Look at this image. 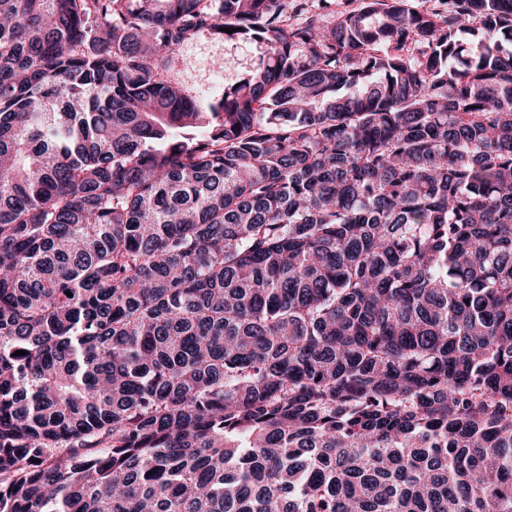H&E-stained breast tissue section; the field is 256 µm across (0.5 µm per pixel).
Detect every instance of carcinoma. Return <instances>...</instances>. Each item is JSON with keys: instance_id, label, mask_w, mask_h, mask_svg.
I'll return each mask as SVG.
<instances>
[{"instance_id": "cac0c4a2", "label": "carcinoma", "mask_w": 512, "mask_h": 512, "mask_svg": "<svg viewBox=\"0 0 512 512\" xmlns=\"http://www.w3.org/2000/svg\"><path fill=\"white\" fill-rule=\"evenodd\" d=\"M442 4L0 0V512H512V0ZM259 50L255 45L224 42L222 39L203 37L186 45L180 52L181 77L189 86L215 94L224 90L258 62ZM220 57L224 67L211 66V60ZM207 94V95H208Z\"/></svg>"}]
</instances>
